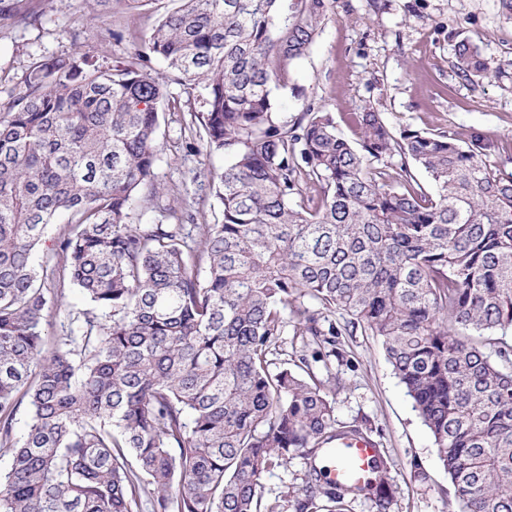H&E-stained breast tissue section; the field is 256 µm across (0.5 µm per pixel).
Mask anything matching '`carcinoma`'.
<instances>
[{
  "label": "carcinoma",
  "mask_w": 512,
  "mask_h": 512,
  "mask_svg": "<svg viewBox=\"0 0 512 512\" xmlns=\"http://www.w3.org/2000/svg\"><path fill=\"white\" fill-rule=\"evenodd\" d=\"M176 2L128 63L47 58L0 113V512H285L261 479L299 453L296 512L361 496L387 512L383 455L364 486L328 481L318 455L364 433L270 358L290 322L336 353L338 311L380 340L462 512H512V173L493 165L497 140L396 131L372 106L353 113L358 149L330 112L290 123L273 90L327 0ZM35 18L32 0H0V28ZM452 66L479 85L512 62L491 66L467 36ZM170 83L205 92L190 136L228 160L214 224L129 222L157 193ZM61 213L57 255L112 323L79 314L48 351L44 312L63 293L36 251Z\"/></svg>",
  "instance_id": "obj_1"
}]
</instances>
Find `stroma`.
I'll return each instance as SVG.
<instances>
[{"label": "stroma", "instance_id": "obj_1", "mask_svg": "<svg viewBox=\"0 0 512 512\" xmlns=\"http://www.w3.org/2000/svg\"><path fill=\"white\" fill-rule=\"evenodd\" d=\"M373 10L368 0H329L328 18L309 52L291 64L292 82L276 90L279 109L296 118L310 105L334 113L336 130L353 138L352 113L371 106L395 130L428 129L495 136L496 162L512 170V19L498 0H384ZM35 21L0 29V104L23 90L28 70L41 59L80 48L126 61L135 43L156 24L152 0L135 10L118 0L96 20H86L85 0H35ZM473 36L491 64L506 73L474 86L453 69L461 35ZM174 107L160 119L154 167L156 197H139L131 223L210 224L221 216L213 179L226 163L223 155L191 152L180 129L192 113L203 111L201 96L182 86L168 88ZM61 306L47 311L49 344L66 336L71 315L92 303L65 284ZM339 356L318 355L309 373L335 391L338 422L359 426L375 441L388 464L393 492L388 512H460L448 474L433 440L395 378L379 340L347 315L336 314ZM305 459L267 473L262 493L284 499L287 512L303 486Z\"/></svg>", "mask_w": 512, "mask_h": 512}]
</instances>
